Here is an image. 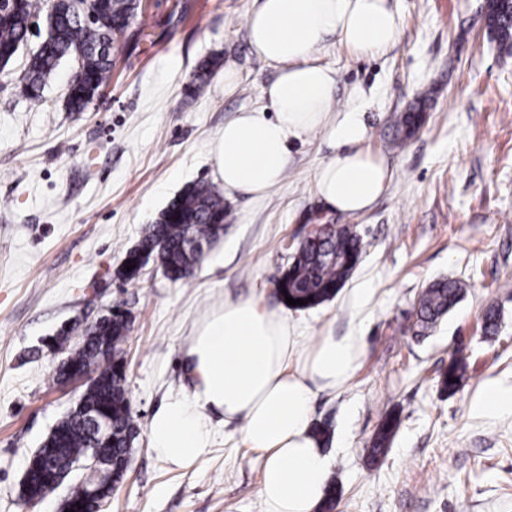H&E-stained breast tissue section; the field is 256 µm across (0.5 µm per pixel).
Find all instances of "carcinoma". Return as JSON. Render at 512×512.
<instances>
[{"label":"carcinoma","instance_id":"1","mask_svg":"<svg viewBox=\"0 0 512 512\" xmlns=\"http://www.w3.org/2000/svg\"><path fill=\"white\" fill-rule=\"evenodd\" d=\"M489 34L500 50L512 52V3L509 0H487ZM143 10L142 0H0V70H4L19 50L27 44L31 21L43 17L47 36L29 57L22 76L28 98L41 102L46 82L59 65L68 61L74 74L66 97L70 112H83L105 85L112 72V52L119 40ZM214 62L198 64L189 84V100L200 97L211 75ZM424 123L422 109L394 116L393 126L399 134L410 136ZM227 207L224 192L212 183L196 182L186 186L161 210L154 223L148 225L138 245L126 252L125 259L134 265L130 271L121 268L126 282L138 279L143 253L158 258L165 274L173 281L188 278L201 254L190 249L194 238L211 242L224 230ZM363 253L362 238L348 224L339 230L308 238L300 252L276 282L279 296L293 299L312 298L296 310L315 308L333 299ZM465 284L453 279L430 284L417 303V319L424 329L434 328L439 320L460 302ZM128 329L127 314L119 307L97 321L82 336L78 346H71L72 329L61 328L54 337L56 348L69 351L55 368V377L65 374L67 366L76 364L94 370L96 376L80 398L82 407L93 411L110 431L96 432L80 412H69L55 426L54 459H81L93 448L119 462L129 454L138 433L125 387L126 363L118 345ZM464 367L459 360L448 363L441 373V387L452 393L462 379ZM396 429V420L386 417L375 437L371 453L385 452ZM33 495L42 499L55 490L36 467L29 472Z\"/></svg>","mask_w":512,"mask_h":512}]
</instances>
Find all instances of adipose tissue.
I'll return each instance as SVG.
<instances>
[{
  "mask_svg": "<svg viewBox=\"0 0 512 512\" xmlns=\"http://www.w3.org/2000/svg\"><path fill=\"white\" fill-rule=\"evenodd\" d=\"M245 25L251 47L278 75L264 104L225 120L214 142L225 195L264 197L284 177L291 142L320 130L337 153L315 173L318 196L331 210L366 211L392 174L362 147L363 110L333 108L336 73L314 54L332 35L357 54L388 50L399 22L387 0H255ZM362 353L359 332L310 345L285 309L225 297L186 342L189 385L153 415L150 440L166 461L185 467L211 448L216 423L235 425L262 461L264 512H314L328 459L312 432L311 402L344 388Z\"/></svg>",
  "mask_w": 512,
  "mask_h": 512,
  "instance_id": "ef3b65f1",
  "label": "adipose tissue"
}]
</instances>
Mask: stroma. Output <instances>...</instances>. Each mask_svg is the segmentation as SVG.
Here are the masks:
<instances>
[{"mask_svg":"<svg viewBox=\"0 0 512 512\" xmlns=\"http://www.w3.org/2000/svg\"><path fill=\"white\" fill-rule=\"evenodd\" d=\"M115 50L112 78L82 112L65 108L72 75L63 63L41 106L20 81L24 58L0 72V512H59L57 489L28 503L29 458L84 390L52 375L50 342L65 325L86 327L108 306L130 315L121 345L139 426L124 480L100 512H264L261 462L232 428L228 443L178 468L153 449L148 425L184 382L182 349L224 296L280 301L274 280L306 214L320 208L323 135L294 142L288 172L267 196L228 200L223 234L192 276L174 282L149 261L136 283L117 276L125 252L187 185L215 182L211 155L224 121L262 104L274 68L253 52L245 18L254 0H143ZM395 45L358 55L336 40L316 57L337 74V106L365 112V147L393 179L354 225L366 251L336 297L294 311L307 342L360 331L364 354L348 386L317 393L312 420L328 424L335 512H512V416L488 418L473 402L483 384L512 386V56L484 24L485 0H388ZM214 59L206 93L187 103L197 65ZM239 84L224 91V62ZM422 105L424 125L393 141V116ZM466 281L463 299L430 333L416 334L421 291ZM367 291L354 310L356 289ZM501 325L486 335L483 314ZM464 355L455 393L439 382ZM398 427L372 457L385 415Z\"/></svg>","mask_w":512,"mask_h":512,"instance_id":"obj_1","label":"stroma"}]
</instances>
